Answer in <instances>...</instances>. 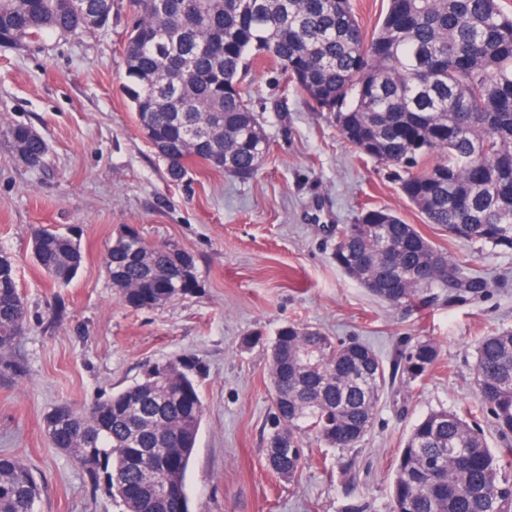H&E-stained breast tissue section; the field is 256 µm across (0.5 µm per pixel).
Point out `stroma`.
Here are the masks:
<instances>
[{
    "label": "stroma",
    "instance_id": "stroma-1",
    "mask_svg": "<svg viewBox=\"0 0 512 512\" xmlns=\"http://www.w3.org/2000/svg\"><path fill=\"white\" fill-rule=\"evenodd\" d=\"M132 15L131 0H113L105 29L0 44V130L31 125L50 148L47 166L31 170L0 134V253L14 259L29 307L25 333L0 353V452L19 455L37 476L38 512H116L111 496L52 447L44 418L60 405L106 399L155 361L187 357L205 406L187 474L191 512H347L353 502L389 512L392 463L413 424L473 404L476 338L512 329V251H482L426 223L395 171L359 156L330 115L312 111L272 69L245 79L271 143L259 173L239 180L194 164L171 181L121 87ZM368 206L420 227L437 249L483 272L488 288L417 311L379 301L332 259L337 226ZM125 224L189 253L197 290L152 309L124 305L104 259ZM35 226L80 241L84 262L69 286H53L34 261ZM286 323L367 342L388 365L420 339L440 352L424 380L383 395L358 447L306 442L307 462L291 481L265 466L268 347Z\"/></svg>",
    "mask_w": 512,
    "mask_h": 512
}]
</instances>
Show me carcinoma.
I'll return each mask as SVG.
<instances>
[{"instance_id": "carcinoma-1", "label": "carcinoma", "mask_w": 512, "mask_h": 512, "mask_svg": "<svg viewBox=\"0 0 512 512\" xmlns=\"http://www.w3.org/2000/svg\"><path fill=\"white\" fill-rule=\"evenodd\" d=\"M123 90L171 180L192 164L247 180L267 161L270 140L244 87L256 61L280 71L316 112H327L357 153L398 170L399 188L448 235L512 251V11L501 0H388L366 37L352 0H133ZM112 0H0V38L24 45L47 34L78 38L109 25ZM19 165L40 169L47 142L23 123L0 130ZM392 249L393 262L384 249ZM31 253L59 286L83 262L78 240L35 227ZM172 245L117 232L107 275L120 300L153 308L186 296ZM336 267L393 306L428 305L433 290L458 300L487 288L480 272L438 250L413 224L367 207L336 229ZM28 305L13 262L0 253V351L23 335ZM274 411L267 467L294 480L303 442L358 446L397 378L421 380L439 352L429 340L392 367L369 344L337 342L288 324L269 348ZM479 407L503 438L489 448L471 412L431 411L400 448L391 512H512V330L479 338ZM204 415L195 365L156 361L141 378L70 418L45 416L52 446L72 455L121 512H189L186 473ZM170 488L163 499L152 487ZM40 486L21 458L0 454V512H35Z\"/></svg>"}]
</instances>
